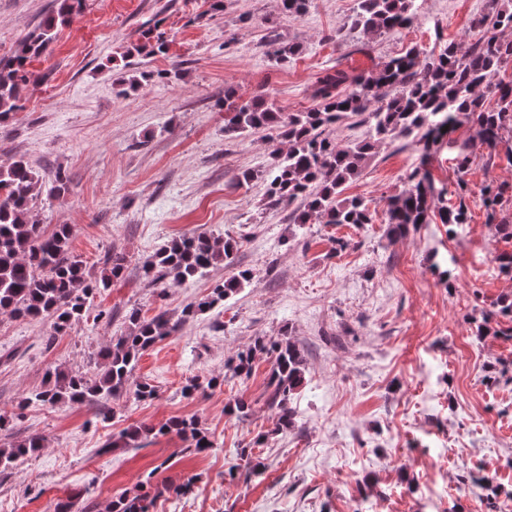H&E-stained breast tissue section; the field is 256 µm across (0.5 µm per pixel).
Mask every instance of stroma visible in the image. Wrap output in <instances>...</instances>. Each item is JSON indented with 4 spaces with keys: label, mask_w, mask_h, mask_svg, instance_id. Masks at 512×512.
Listing matches in <instances>:
<instances>
[{
    "label": "stroma",
    "mask_w": 512,
    "mask_h": 512,
    "mask_svg": "<svg viewBox=\"0 0 512 512\" xmlns=\"http://www.w3.org/2000/svg\"><path fill=\"white\" fill-rule=\"evenodd\" d=\"M487 5L426 0L418 24L340 43L354 0H310L295 19L278 0H85L31 63L34 82L0 123V164L17 155L39 173L32 216L49 231L70 226L71 251L89 274H100L112 251L127 267L66 334L53 336L48 319L0 313V414L17 435L45 439L38 454L0 473V512H54L66 498L72 512L89 503L106 512L148 481L162 490L156 512H488L479 476L496 488L499 512H512V338L477 333L482 309L512 295V275L493 261L512 252V240L486 224L482 205L484 187L512 185V166L474 152L462 175L468 224L452 235L435 220L395 239L386 201L408 185L419 162L414 143L383 144L347 186L346 196L366 200L371 223L332 226L295 223L291 205L266 207L260 173L288 148L275 131L224 133L225 89L303 112L326 70L369 73L412 46L439 50L470 35ZM55 7L0 0V58ZM274 33L300 46L288 63L267 54ZM159 36L166 54H134ZM477 140L462 126L430 162L448 202L461 177L457 152ZM59 170L69 184L55 197ZM245 171L255 179L241 182ZM199 233L233 237L234 263L179 285L145 284L147 259L170 239ZM339 239L345 249H336ZM243 269L251 277L236 296L140 355L133 378L155 385L158 398L126 391L106 422L88 404L20 409L48 367L95 378L97 352L126 330L131 310L179 317ZM283 335L303 350L306 380L290 401L294 429L277 434L266 404L269 357L257 355L248 379L223 376L255 338ZM193 377L223 383L184 396ZM238 396L250 415H225ZM191 415L213 443L205 452L186 450L173 434L104 448L130 425ZM190 476L192 495L166 492Z\"/></svg>",
    "instance_id": "obj_1"
}]
</instances>
